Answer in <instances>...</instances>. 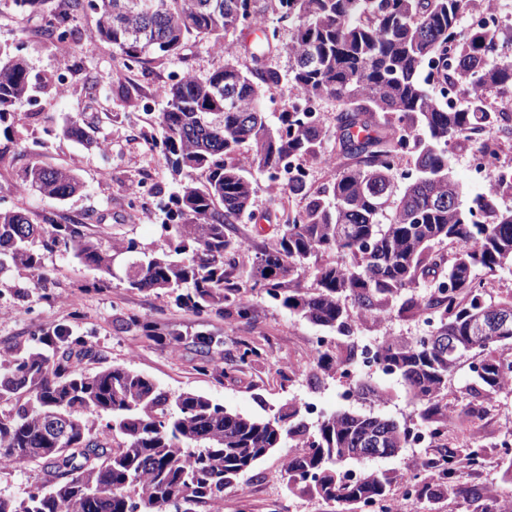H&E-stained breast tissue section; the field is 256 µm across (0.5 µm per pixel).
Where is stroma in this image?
<instances>
[{
	"instance_id": "obj_1",
	"label": "stroma",
	"mask_w": 512,
	"mask_h": 512,
	"mask_svg": "<svg viewBox=\"0 0 512 512\" xmlns=\"http://www.w3.org/2000/svg\"><path fill=\"white\" fill-rule=\"evenodd\" d=\"M41 25L40 15L17 10L11 0H0V43H24L32 83L30 100L15 109L11 134L0 135V208L23 211L35 224L48 211L65 218L85 215L89 218L86 234L106 241L132 238L143 249H151L165 219L163 205L178 181L152 145L153 138L163 135L157 117L166 106L153 88L186 68L206 76L223 65L224 54L212 43L191 42L183 51L185 63L153 55L133 71L118 50L98 40L95 14L77 19L72 42L46 40L40 34ZM66 66L71 76L63 92L54 76ZM70 120L85 127L93 147L58 135V128ZM477 146V141L460 139L448 148L449 170L462 188L459 201L464 207L488 190L487 184L470 174ZM232 161L250 170L256 187L253 220L232 227L244 245L238 264L245 268L271 246L278 225L305 199L284 192L266 174L254 170L247 150L233 155ZM35 163L72 169L84 184L83 192L63 202L35 191L16 194L20 174ZM142 181L147 182V191L133 198L131 188ZM41 262L48 274L41 285L25 269L0 273V350L28 346L31 336L64 328L93 345L96 357L85 364L90 372L127 367L171 393H202L227 410L261 419L273 418L291 404L313 403L325 415L343 408L338 395L344 377L339 371L319 368L318 357L311 351V340L322 335V328L276 305L261 289L242 291L252 307L250 318H240L232 304L220 314H199L177 306L171 297L131 289L119 281L109 291H95L91 287L95 271L58 252H42ZM132 314L158 323L164 336L125 327V319ZM199 331L221 339L223 373L200 370L201 356L189 341ZM176 333L183 335V342L173 341ZM421 333L419 316L403 312L396 301L379 315L354 317L346 330L333 332L326 353L341 361L358 338L404 340ZM247 344L258 348L260 355L242 365L238 356ZM354 378L390 395L382 405L357 401L354 411L417 424L416 406L399 377L366 369L357 371ZM469 381L468 365H460L440 397L448 406L447 445L459 452L471 446L482 448L487 466L481 474L461 478L457 493L437 499L418 496L408 503L407 512H482L487 504L512 512V480L504 477L494 454L496 443L512 431V390L491 396L479 389L469 392L465 389ZM292 453L287 446L276 449L226 488L224 512H270L273 502L279 512H341L333 502L293 493L284 483L267 482V473L281 467ZM439 454L436 448L408 447L398 456L364 460L358 467L396 480L412 467L420 474L421 486L435 487L441 479L431 462Z\"/></svg>"
}]
</instances>
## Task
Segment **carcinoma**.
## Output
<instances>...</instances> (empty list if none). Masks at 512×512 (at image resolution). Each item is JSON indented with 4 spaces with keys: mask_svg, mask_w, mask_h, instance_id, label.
I'll use <instances>...</instances> for the list:
<instances>
[{
    "mask_svg": "<svg viewBox=\"0 0 512 512\" xmlns=\"http://www.w3.org/2000/svg\"><path fill=\"white\" fill-rule=\"evenodd\" d=\"M485 0H63L43 15L42 34L62 42L76 37L73 21L97 15L100 40L127 63L149 53L184 60L190 40L221 43L224 32L252 27L258 15L290 23L288 42H276L277 27H258L250 44L252 66L242 69L237 49L224 45V66L204 79L190 70L165 88L168 107L160 116L154 147L173 172L204 170L207 181L183 182L163 206L166 222L158 242L141 250L132 239L109 244L89 237L84 224H33L18 210H0V270L22 268L45 276L39 254L59 250L98 272L92 287L102 292L112 279L141 291L175 296L195 312H224L240 298L236 258L242 243L229 227L252 217L254 182L229 162L245 147L269 178L323 153L327 130L302 104L292 102L270 125L266 101L277 91H296L309 101L336 102L335 152L346 160L336 180L312 194L282 225L273 245L246 270L251 287L315 325H347L353 314L387 310L421 279L428 289L404 303L415 315L435 308V331L457 337L450 357L430 335L386 339L379 349L384 369L398 374L427 425L448 429L439 397L462 359L489 395L509 387L512 323L495 336L476 338L470 323L480 310L512 309V295L488 299L474 288L478 275L512 270V210L498 209V196L512 193V176L464 209L448 202L458 188L448 168L449 145L490 127H512V98L497 108L492 91L512 89V23L459 29L470 5ZM21 48L0 43V129L8 133L14 107L29 97L27 62ZM273 51L288 56L283 73L266 63ZM451 54L435 74L429 64ZM446 83L464 98L450 107L434 92ZM59 135L91 143L75 122ZM407 153L409 183L394 190V153ZM19 185L65 201L82 189L74 171L34 164ZM455 250L433 262V247ZM343 263H321L325 253ZM309 269L316 291L300 294L284 284ZM191 343L203 354L201 369L224 373L213 337L198 332ZM96 353L66 329L32 338L23 351H0V459L34 463L44 483L21 494L0 492V512H202L224 502V489L253 469L284 441L298 452L283 466L288 487L315 493L346 509L390 497L392 478L382 472L349 477L340 464L394 457L407 447V426L383 415L337 412L309 424L300 408L260 420L232 413L193 392L171 394L150 378L122 366L90 373L83 362ZM483 450L450 451L433 462L467 465Z\"/></svg>",
    "mask_w": 512,
    "mask_h": 512,
    "instance_id": "cac0c4a2",
    "label": "carcinoma"
}]
</instances>
